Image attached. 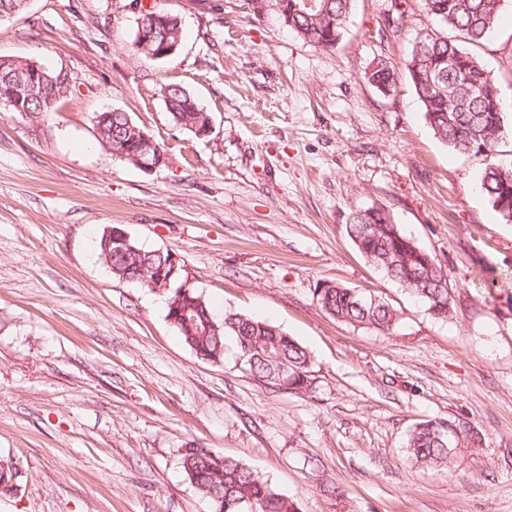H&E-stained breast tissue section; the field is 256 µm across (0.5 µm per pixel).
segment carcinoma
Instances as JSON below:
<instances>
[{"instance_id":"carcinoma-1","label":"carcinoma","mask_w":512,"mask_h":512,"mask_svg":"<svg viewBox=\"0 0 512 512\" xmlns=\"http://www.w3.org/2000/svg\"><path fill=\"white\" fill-rule=\"evenodd\" d=\"M285 24L300 38L322 50L335 47L348 21L352 0H278ZM505 0H420L433 25L432 33L417 34L406 63V76L422 103L424 116L433 135L459 153L482 155L488 160L481 175L480 189L491 207L512 222V167L493 161L498 147L512 138L505 107L491 72L476 56L462 49L460 42L482 44L501 22ZM392 4L378 35L399 39L405 32L401 7ZM139 19L151 32L150 41L135 37L133 47L149 60L167 40H182L179 16L172 10L153 5ZM456 58L453 67L448 59ZM398 73L379 59L372 62L368 81L381 94L395 91ZM72 78L63 76L57 87L29 105V113L39 118L54 111L59 100L71 92ZM188 92L177 83L162 88V96L173 122L183 129L203 124L209 118L197 102H188ZM125 113L114 112L107 123L96 122L99 144L117 161L119 145L126 142ZM346 230L358 251L387 278L405 287L426 307L429 315L446 320L453 298L441 265L406 236L389 212L382 208L352 213ZM126 257L109 256L103 240L96 243L99 259L120 280L141 283L142 273L161 264L154 252L134 245ZM320 306L333 317L351 324L367 325L381 333L393 329L397 312L389 304L366 297L333 282L314 288ZM167 300L178 303L167 307L166 317L183 343L197 357L224 360L226 338L237 349V363L258 380L290 393H302L312 385L309 352L278 326L238 313L218 318L207 300L196 289L172 288ZM477 431L466 423L426 420L417 424L408 439L411 463L428 470L448 465L451 453L464 444L478 445ZM183 470L190 483L207 497L213 512H299L296 502L279 492L269 481L240 461L218 455L208 448H188L182 457ZM20 471L11 461L0 462L1 495L15 492Z\"/></svg>"}]
</instances>
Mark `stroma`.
Returning <instances> with one entry per match:
<instances>
[{"label": "stroma", "instance_id": "obj_1", "mask_svg": "<svg viewBox=\"0 0 512 512\" xmlns=\"http://www.w3.org/2000/svg\"><path fill=\"white\" fill-rule=\"evenodd\" d=\"M163 2L184 40L161 61L133 47L131 0H29L0 20V56L73 84L38 119L0 104V457L21 468L0 512H212L181 466L193 447L241 461L301 512H512V222L479 189L482 159L435 138L407 79L384 95L365 77L376 58L404 70L428 25L417 0L384 42L391 0H355L329 51L277 0ZM472 52L512 113L511 5ZM172 82L209 112L207 135L172 121ZM112 109L164 144L165 165L112 159L95 127ZM369 208L439 262L448 320L357 250L346 225ZM110 226L177 254L217 314L279 325L312 358L310 392L254 379L231 343L221 363L198 358L165 292L98 260ZM322 281L383 299L398 323L337 320L314 297ZM435 418L482 442L421 471L407 438Z\"/></svg>", "mask_w": 512, "mask_h": 512}]
</instances>
